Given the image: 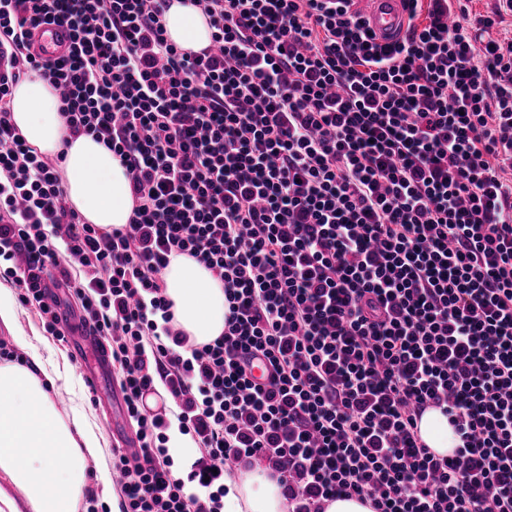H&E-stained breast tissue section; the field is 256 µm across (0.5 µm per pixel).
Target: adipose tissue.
<instances>
[{
  "label": "adipose tissue",
  "mask_w": 512,
  "mask_h": 512,
  "mask_svg": "<svg viewBox=\"0 0 512 512\" xmlns=\"http://www.w3.org/2000/svg\"><path fill=\"white\" fill-rule=\"evenodd\" d=\"M169 40L186 51L211 41V28L200 10L173 0L165 15ZM12 119L26 141L42 154L63 155L61 176L69 200L82 219L104 229L129 222L133 207L129 183L118 158L92 136L70 137L52 86L28 77L15 87ZM162 277L174 319L191 343L203 345L224 332L228 303L213 274L187 255L172 257ZM18 312L8 289H0V323L15 331L14 343L29 358L26 366L0 363V512H77L89 482L112 485L99 427L86 417L62 416L51 397L67 388L49 346H40L20 330ZM424 442L436 453L449 454L457 437L437 409L420 421ZM98 460L88 472V460ZM53 486V497L44 489ZM224 512H288L276 480L261 470H238L224 476Z\"/></svg>",
  "instance_id": "ef3b65f1"
}]
</instances>
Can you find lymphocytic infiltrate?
Returning <instances> with one entry per match:
<instances>
[{
  "mask_svg": "<svg viewBox=\"0 0 512 512\" xmlns=\"http://www.w3.org/2000/svg\"><path fill=\"white\" fill-rule=\"evenodd\" d=\"M211 50L168 41L171 0H0V278L65 340L66 288L102 336L140 453L112 452L121 512H224L225 469L263 468L288 512L346 496L373 512H512V13L407 0L377 43L348 0H188ZM70 31L40 58L31 31ZM30 75L71 136L119 158L123 228L64 205L59 161L11 117ZM223 282L224 333L191 345L162 271ZM83 272L74 275L72 264ZM264 357L268 383L246 365ZM164 389L176 416L142 406ZM459 438L432 452L419 421ZM178 420L205 455L174 477ZM205 485L207 500L186 494ZM420 434L424 442L436 453L448 455L457 445V437L448 419L438 409H428L420 421Z\"/></svg>",
  "mask_w": 512,
  "mask_h": 512,
  "instance_id": "1",
  "label": "lymphocytic infiltrate"
}]
</instances>
